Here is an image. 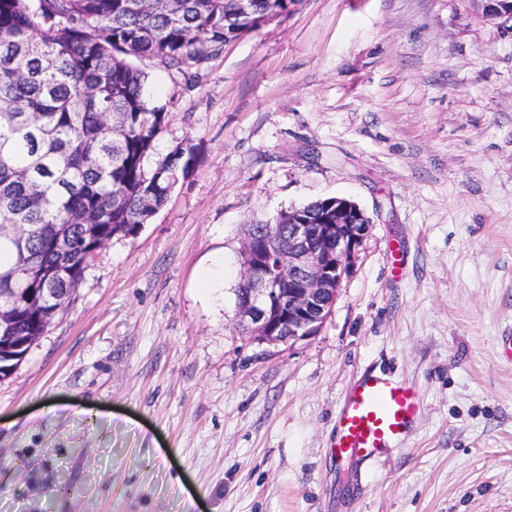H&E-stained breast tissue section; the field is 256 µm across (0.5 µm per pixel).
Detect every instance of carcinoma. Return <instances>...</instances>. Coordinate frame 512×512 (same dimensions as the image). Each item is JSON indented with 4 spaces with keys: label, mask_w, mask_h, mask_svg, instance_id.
<instances>
[{
    "label": "carcinoma",
    "mask_w": 512,
    "mask_h": 512,
    "mask_svg": "<svg viewBox=\"0 0 512 512\" xmlns=\"http://www.w3.org/2000/svg\"><path fill=\"white\" fill-rule=\"evenodd\" d=\"M176 10L141 0H0V225L31 224L18 245L0 239V286L24 288L9 327L0 328V379L45 333L41 275L52 271L74 293L94 245L138 234L145 212L168 202L199 163L187 139L165 155L155 140L165 112L143 92L135 60L170 70L200 66L224 45L288 11V0H251L248 16L226 0H174ZM73 242L61 254L59 238Z\"/></svg>",
    "instance_id": "1"
}]
</instances>
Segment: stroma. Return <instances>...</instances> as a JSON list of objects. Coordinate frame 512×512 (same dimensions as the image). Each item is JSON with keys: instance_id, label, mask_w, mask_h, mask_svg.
<instances>
[{"instance_id": "obj_1", "label": "stroma", "mask_w": 512, "mask_h": 512, "mask_svg": "<svg viewBox=\"0 0 512 512\" xmlns=\"http://www.w3.org/2000/svg\"><path fill=\"white\" fill-rule=\"evenodd\" d=\"M142 67L157 151L201 157L0 379V512H512V35L467 0H295L203 67ZM330 197L373 220L330 316L252 342L248 225ZM366 370L423 401L369 471L329 454Z\"/></svg>"}]
</instances>
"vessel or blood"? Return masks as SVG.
I'll return each mask as SVG.
<instances>
[{
    "mask_svg": "<svg viewBox=\"0 0 512 512\" xmlns=\"http://www.w3.org/2000/svg\"><path fill=\"white\" fill-rule=\"evenodd\" d=\"M421 413L422 401L412 384L384 374L358 376L336 415L331 453L372 467L405 443Z\"/></svg>",
    "mask_w": 512,
    "mask_h": 512,
    "instance_id": "vessel-or-blood-1",
    "label": "vessel or blood"
}]
</instances>
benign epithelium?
Instances as JSON below:
<instances>
[{"instance_id":"obj_1","label":"benign epithelium","mask_w":512,"mask_h":512,"mask_svg":"<svg viewBox=\"0 0 512 512\" xmlns=\"http://www.w3.org/2000/svg\"><path fill=\"white\" fill-rule=\"evenodd\" d=\"M477 16L512 34V9L500 0H470ZM328 223L301 209L278 216L283 231L249 225L242 248V273L236 291L239 324L258 344H291L322 327L338 291L368 236L372 219L356 203L329 198ZM54 305L45 319L51 324L69 298L66 288H43Z\"/></svg>"}]
</instances>
